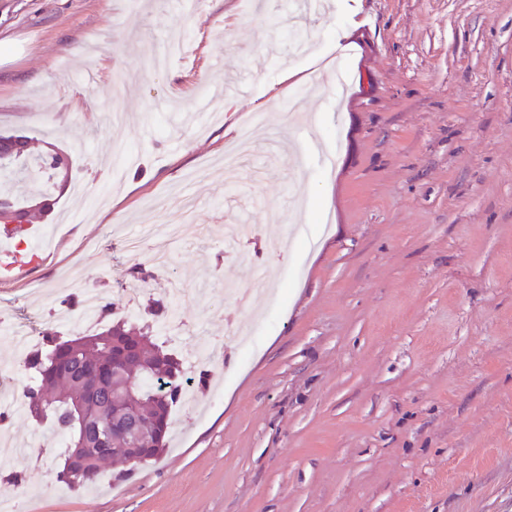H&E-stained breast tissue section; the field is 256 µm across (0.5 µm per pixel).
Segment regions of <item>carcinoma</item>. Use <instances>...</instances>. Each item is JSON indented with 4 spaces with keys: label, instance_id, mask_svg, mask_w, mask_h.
Listing matches in <instances>:
<instances>
[{
    "label": "carcinoma",
    "instance_id": "1",
    "mask_svg": "<svg viewBox=\"0 0 512 512\" xmlns=\"http://www.w3.org/2000/svg\"><path fill=\"white\" fill-rule=\"evenodd\" d=\"M6 151L0 155L4 182L14 186L31 182L26 168L12 162L30 154L31 140L26 135H2ZM0 225L9 221L28 223L30 209L17 204L9 191H0ZM150 326L119 319L91 336H79L60 342L55 334L44 336L46 348L30 352L24 366L31 373L22 398L29 412L39 421H48L60 435L65 447L61 455L68 458L69 449L84 443L103 452L89 458L90 469H70L67 465L56 472V481L72 489L88 488L100 476V460L108 457L123 465L115 480L130 477L141 461L131 462L125 452L101 441L112 415L125 410L137 411L141 420L154 428L153 447L142 450L145 458H155L166 447L171 427L172 407L183 390L182 364L162 347L151 341ZM125 354L121 370L112 372V356Z\"/></svg>",
    "mask_w": 512,
    "mask_h": 512
}]
</instances>
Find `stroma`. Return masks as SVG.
I'll return each mask as SVG.
<instances>
[{
	"mask_svg": "<svg viewBox=\"0 0 512 512\" xmlns=\"http://www.w3.org/2000/svg\"><path fill=\"white\" fill-rule=\"evenodd\" d=\"M288 2L0 0V134L69 162L0 315L92 335V289L189 382L168 449L80 492L14 416L16 512H512V0ZM295 98L332 169L293 163Z\"/></svg>",
	"mask_w": 512,
	"mask_h": 512,
	"instance_id": "obj_1",
	"label": "stroma"
}]
</instances>
